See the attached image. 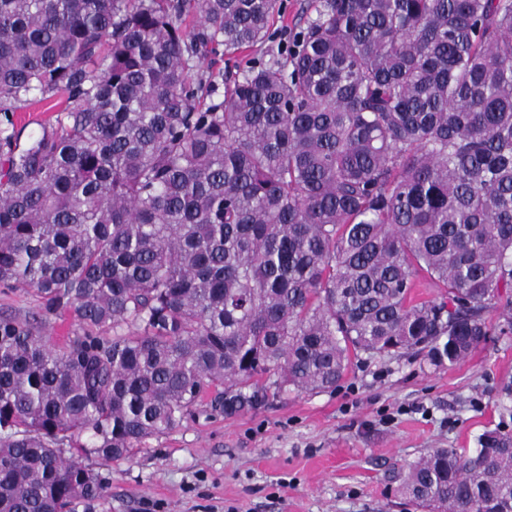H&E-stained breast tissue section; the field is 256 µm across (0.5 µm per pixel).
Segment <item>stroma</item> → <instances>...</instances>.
Returning a JSON list of instances; mask_svg holds the SVG:
<instances>
[{
    "label": "stroma",
    "mask_w": 512,
    "mask_h": 512,
    "mask_svg": "<svg viewBox=\"0 0 512 512\" xmlns=\"http://www.w3.org/2000/svg\"><path fill=\"white\" fill-rule=\"evenodd\" d=\"M512 334L453 367L420 355L351 364L336 389L289 391L233 416L198 411L104 465L93 512H426L397 496L390 467L429 448H471L512 429Z\"/></svg>",
    "instance_id": "1"
}]
</instances>
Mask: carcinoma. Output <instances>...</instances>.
Masks as SVG:
<instances>
[{
    "label": "carcinoma",
    "instance_id": "1",
    "mask_svg": "<svg viewBox=\"0 0 512 512\" xmlns=\"http://www.w3.org/2000/svg\"><path fill=\"white\" fill-rule=\"evenodd\" d=\"M280 7L0 0V285L39 297L0 316V512H89L110 482L77 456L211 392L230 417L355 359L454 366L501 303L512 332V0H316L290 36ZM420 277L441 296L413 302ZM393 479L429 512H512V430ZM62 100L59 97L23 106L15 112L18 127H25L26 136L32 130L39 129L40 124L53 123L62 109ZM78 328L77 322L71 315L52 317L46 323L44 333L49 336L50 342L56 347H63L68 336Z\"/></svg>",
    "mask_w": 512,
    "mask_h": 512
}]
</instances>
